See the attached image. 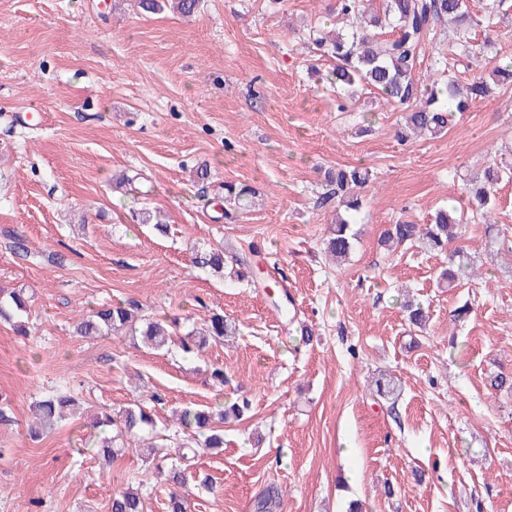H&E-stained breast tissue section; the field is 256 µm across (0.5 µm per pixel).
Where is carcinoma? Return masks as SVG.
I'll return each mask as SVG.
<instances>
[{
	"mask_svg": "<svg viewBox=\"0 0 512 512\" xmlns=\"http://www.w3.org/2000/svg\"><path fill=\"white\" fill-rule=\"evenodd\" d=\"M367 0H336V14L349 22V27L338 31H326L313 27L305 34L316 50L335 61L328 74L330 86L338 97H354L356 88L365 86L374 89L391 105L404 109L403 122L396 131L401 142H407L417 134L437 137L448 129V114L465 112L471 104L484 99L492 92L491 84L512 85V61L500 62L491 72L473 77L462 89L451 72L460 58L476 54L477 46L469 38L474 27L487 32L483 46L490 45L489 32L497 24L496 18L504 0H491L490 10L483 17L470 15L467 0H380L381 11L374 13L366 6ZM440 45L433 56L432 71L440 78L432 77L428 83L416 78V68L423 49L428 42ZM508 172L500 167L486 170L484 181L471 191L472 208L486 218L491 213L492 201L497 187ZM369 180L366 167L355 166L330 172L324 182L327 191L322 200L337 199L344 213L337 214L332 236L326 242V252L339 262L353 249L355 234L351 233L353 217L362 209L359 190ZM254 192L248 187L224 184V202L238 209L251 206ZM461 223L457 213L446 208L437 209L428 224L397 223L380 238L388 248L406 243H418L428 251L446 252L448 243L456 238ZM195 263L214 273L224 270V251L205 250L197 254ZM29 297L21 290H0V321L16 324L17 332L27 335L21 317L27 312ZM404 310L410 324L421 327L426 323V312L420 304L411 300L404 302ZM140 306L135 301L106 304L87 311L76 325L75 332L82 337L100 336L105 332L129 331L139 334L140 341L151 348L159 349L179 340L185 354L200 350L208 340L221 342L229 334V325L224 315L215 313L210 317L206 330L199 334L189 332L179 335L177 324L161 319H147L141 328H136ZM376 392L384 399L399 395V385L392 377H381L376 381ZM79 400L67 393L45 394L34 402L38 422L30 425L29 434L38 438L43 429L51 428L55 422L74 414L79 409ZM249 409V402L242 400L214 413L208 409H186L178 418V424L191 431L185 441L178 443L184 452L176 458H162L156 470L167 471L172 490L168 495V512H186V475L183 462L187 453H196L199 448L224 447V435L212 430L214 415L224 418L240 417ZM95 425L101 430L116 428V435H103L96 443V454L112 459L125 448L141 447V434L156 428V419L144 407H125L117 412L103 413L96 417ZM108 512H144L142 494L125 489L112 495Z\"/></svg>",
	"mask_w": 512,
	"mask_h": 512,
	"instance_id": "carcinoma-1",
	"label": "carcinoma"
}]
</instances>
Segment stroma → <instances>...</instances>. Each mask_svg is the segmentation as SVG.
I'll use <instances>...</instances> for the list:
<instances>
[{"label": "stroma", "instance_id": "obj_1", "mask_svg": "<svg viewBox=\"0 0 512 512\" xmlns=\"http://www.w3.org/2000/svg\"><path fill=\"white\" fill-rule=\"evenodd\" d=\"M335 2L200 0L184 18L135 0H0V286L30 298L28 338L0 322V512H107L147 464L132 449L95 456L93 421L155 392L153 441L170 455L173 410L251 403L224 423L221 453L199 452L188 512H254L272 485L275 512H512V390L489 385L512 375V181L492 224L468 218L454 243L473 281L442 287L444 255L378 244L390 224L466 204L486 167H512V87L453 113L441 137L399 144L401 109L364 89L337 111L329 64L302 39ZM493 38L497 58L458 64L460 84L512 58V9ZM360 163L355 246L336 264L324 173ZM228 182L257 191L232 223ZM16 234L35 258L10 250ZM218 245L233 254L220 275L194 262ZM129 299L184 332L220 313L237 334L190 357L75 334L91 306ZM384 372L400 385L388 402ZM61 386L82 416L31 439L33 401Z\"/></svg>", "mask_w": 512, "mask_h": 512}]
</instances>
